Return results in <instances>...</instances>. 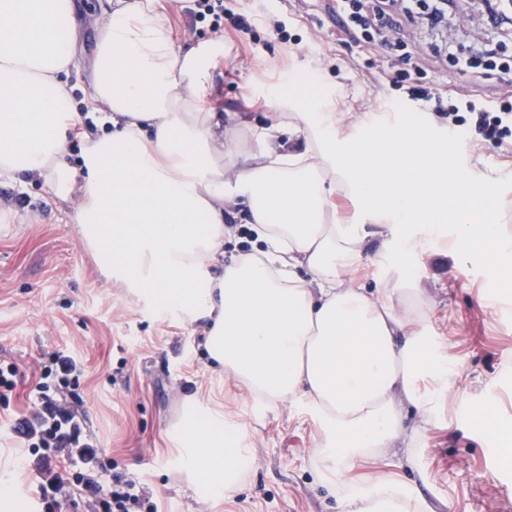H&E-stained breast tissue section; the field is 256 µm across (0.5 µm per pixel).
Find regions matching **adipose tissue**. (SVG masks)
Wrapping results in <instances>:
<instances>
[{"instance_id": "ef3b65f1", "label": "adipose tissue", "mask_w": 512, "mask_h": 512, "mask_svg": "<svg viewBox=\"0 0 512 512\" xmlns=\"http://www.w3.org/2000/svg\"><path fill=\"white\" fill-rule=\"evenodd\" d=\"M74 8V0H0V177L43 178L63 200L81 190L75 222L107 278L202 325L210 356L257 406L306 408L323 430L315 471L335 476L344 512H430L396 477L356 466L414 462L418 431L405 413L435 425L457 373L428 334L427 288L399 261L435 235L440 214L423 194L456 192L451 181L401 176L406 160L434 157L433 146L404 130L349 141L320 108L289 111L287 94L272 89L265 102L276 116L253 127L256 152L225 166L224 135L201 106L224 39L178 46L157 0H119L105 15L89 106L109 129L90 136L63 81ZM73 137L85 142L74 163ZM340 189L370 202L371 223L337 219ZM496 210L487 192L460 209L448 251L465 256L472 240L489 241L477 259L508 292L512 233L495 223ZM238 212L260 247L228 264L227 219ZM376 246L386 269L351 283ZM175 439L203 498L235 491L251 461L240 424L203 407Z\"/></svg>"}]
</instances>
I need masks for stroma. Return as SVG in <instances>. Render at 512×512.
I'll use <instances>...</instances> for the list:
<instances>
[{"label":"stroma","instance_id":"35a3bbf8","mask_svg":"<svg viewBox=\"0 0 512 512\" xmlns=\"http://www.w3.org/2000/svg\"><path fill=\"white\" fill-rule=\"evenodd\" d=\"M179 43L212 36L209 22L193 13L192 0H161ZM107 0H75L74 65L67 85L76 111H85L100 23ZM225 11L259 21L249 31L225 26L224 56L213 69L204 103L224 129L225 159L238 163L256 149L250 128L270 122L267 89L282 86L336 116L340 136L360 141L386 137L378 105L419 113L425 129L446 131V120L418 112L416 101L383 84L389 69L405 70L418 84L453 90L476 107L512 105V36L484 26L479 12L448 15L445 48L434 37L414 48L387 50L356 41L328 14V0H224ZM498 46L493 62H461ZM459 193L446 205L468 203L471 184H485L498 202L496 220L512 225V148L468 143L462 156H447ZM77 198L58 200L44 182L21 185L0 179V364L16 365L17 386L0 399V474L12 473L24 512L40 504L43 451L28 447L11 427L26 417L52 353L74 356L83 373L76 389L56 391L77 405L85 435L102 454L96 475L136 481L160 512H342L338 498L316 475L313 462L320 427L302 408L281 403L259 409L247 389L211 362L202 331L138 301L98 269L72 220ZM440 236L403 255L431 299L430 335L447 345L460 370L451 378L438 426L422 431L415 464L398 469L408 492L432 512H512L501 490L505 464L500 438L490 437L475 406L490 405L512 430V294L501 293L477 263L458 270ZM235 417L246 427L253 460L236 491L202 500L169 434L185 397Z\"/></svg>","mask_w":512,"mask_h":512}]
</instances>
